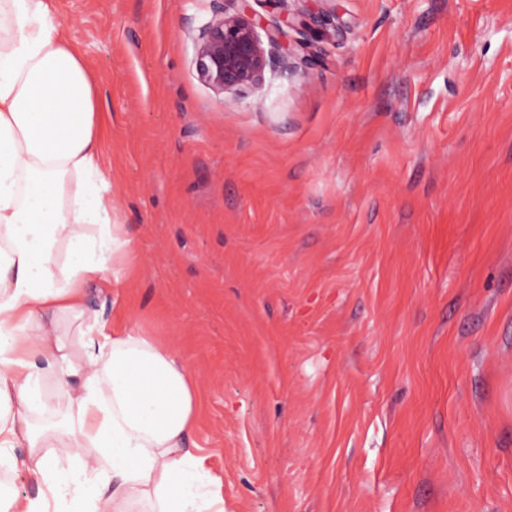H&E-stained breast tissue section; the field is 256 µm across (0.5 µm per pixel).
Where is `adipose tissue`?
<instances>
[{
    "instance_id": "1",
    "label": "adipose tissue",
    "mask_w": 512,
    "mask_h": 512,
    "mask_svg": "<svg viewBox=\"0 0 512 512\" xmlns=\"http://www.w3.org/2000/svg\"><path fill=\"white\" fill-rule=\"evenodd\" d=\"M99 135L96 87L53 0H0V460L27 449L44 487L0 512H227L189 448L200 398L185 360L86 305L133 250ZM35 409L67 423L34 431Z\"/></svg>"
}]
</instances>
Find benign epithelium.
Segmentation results:
<instances>
[{"mask_svg": "<svg viewBox=\"0 0 512 512\" xmlns=\"http://www.w3.org/2000/svg\"><path fill=\"white\" fill-rule=\"evenodd\" d=\"M210 2L212 17L194 36V65L202 82L219 93L249 94L261 88L270 64L288 67L282 26L263 27L244 12H228L224 0ZM300 33L304 45L331 37L319 16L301 22Z\"/></svg>", "mask_w": 512, "mask_h": 512, "instance_id": "obj_1", "label": "benign epithelium"}]
</instances>
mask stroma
Here are the masks:
<instances>
[{
  "instance_id": "35a3bbf8",
  "label": "stroma",
  "mask_w": 512,
  "mask_h": 512,
  "mask_svg": "<svg viewBox=\"0 0 512 512\" xmlns=\"http://www.w3.org/2000/svg\"><path fill=\"white\" fill-rule=\"evenodd\" d=\"M54 8L135 249L87 304L186 359L228 512H512V0H294L245 95L197 77L210 0Z\"/></svg>"
}]
</instances>
